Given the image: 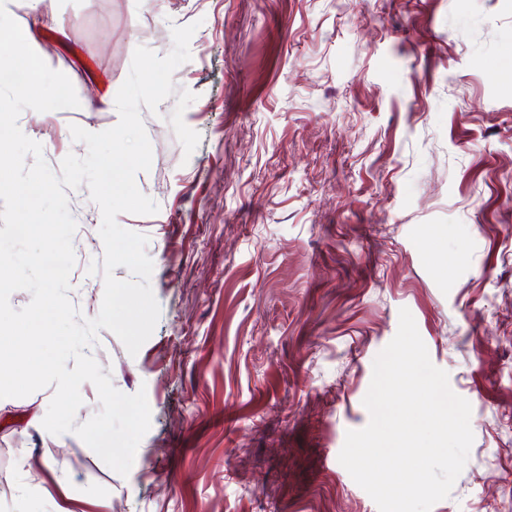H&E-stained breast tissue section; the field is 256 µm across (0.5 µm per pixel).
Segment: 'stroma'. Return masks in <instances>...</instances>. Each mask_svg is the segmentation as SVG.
I'll use <instances>...</instances> for the list:
<instances>
[{"label": "stroma", "instance_id": "stroma-1", "mask_svg": "<svg viewBox=\"0 0 512 512\" xmlns=\"http://www.w3.org/2000/svg\"><path fill=\"white\" fill-rule=\"evenodd\" d=\"M80 105L24 110L52 170L71 125L115 126L137 46L197 23L174 92L141 117L139 190L161 314L137 355L89 353L151 427L128 476L49 434L53 388L0 407V512H56L11 487L69 481V512H378L338 456L365 427L373 362L412 313L472 407L474 442L432 512H512V0H16ZM77 223L68 296L100 311L101 211Z\"/></svg>", "mask_w": 512, "mask_h": 512}]
</instances>
